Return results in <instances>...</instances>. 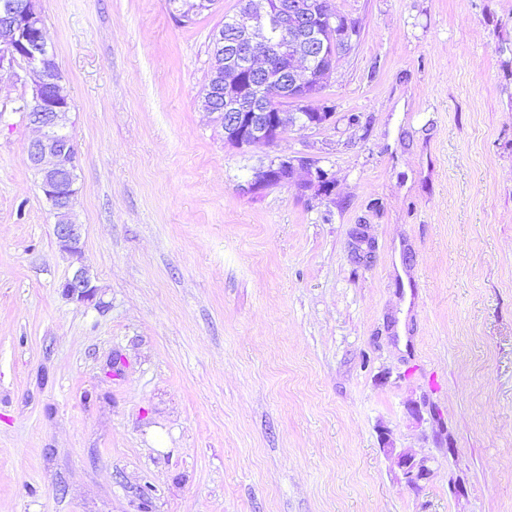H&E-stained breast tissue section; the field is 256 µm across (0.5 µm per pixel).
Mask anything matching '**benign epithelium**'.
Wrapping results in <instances>:
<instances>
[{
  "label": "benign epithelium",
  "instance_id": "benign-epithelium-1",
  "mask_svg": "<svg viewBox=\"0 0 512 512\" xmlns=\"http://www.w3.org/2000/svg\"><path fill=\"white\" fill-rule=\"evenodd\" d=\"M336 19L328 0L313 4L309 0H251L249 9L213 34L212 56L215 84L212 96L224 97V111L218 112L206 104L204 111L212 116L224 131V141L239 149L271 145L288 129L298 123L309 129L319 128L332 113L315 112L309 116L274 108L260 100L259 90L270 86L274 94L293 96L303 104L319 97L310 84L316 79L313 61L324 50L321 22ZM291 29V41L284 43L270 31ZM359 28L343 21L339 40L344 48L353 47ZM293 53L291 65L274 74L265 63L272 53ZM25 62L34 98L41 112L29 119L34 136L28 144V157L34 169L42 175L41 189L51 204L55 218L54 236L59 249L70 255L81 254L83 225L73 218V201L77 194L74 185L63 187L70 175L73 144L65 141L62 131L67 128L70 99L63 79L58 76L55 52L45 35V23L36 0L27 7L0 39V68L3 63ZM307 174V185L322 195L327 192V172L306 156L276 158L256 170L242 191L260 190L288 183L297 170ZM67 296L88 301L94 295L89 269L82 265L64 283ZM396 465L406 484L420 486L429 469L426 459L400 454Z\"/></svg>",
  "mask_w": 512,
  "mask_h": 512
}]
</instances>
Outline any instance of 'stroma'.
I'll list each match as a JSON object with an SVG mask.
<instances>
[{
  "mask_svg": "<svg viewBox=\"0 0 512 512\" xmlns=\"http://www.w3.org/2000/svg\"><path fill=\"white\" fill-rule=\"evenodd\" d=\"M238 4L38 0L77 257L0 70V512H512V0H331L330 120L250 149L200 107ZM297 154L327 194L241 192ZM199 1L201 0H169L168 2L177 4L178 16L176 18L179 22L186 24L192 22L194 17L203 11L210 10L216 2V0H202L205 2L200 6ZM67 296L80 301H88L94 295V288L89 269L81 265L73 271L64 283ZM426 459L417 460L409 454H399L396 458V465L401 470L406 484L411 488L420 486V482L427 478L429 469Z\"/></svg>",
  "mask_w": 512,
  "mask_h": 512,
  "instance_id": "35a3bbf8",
  "label": "stroma"
}]
</instances>
